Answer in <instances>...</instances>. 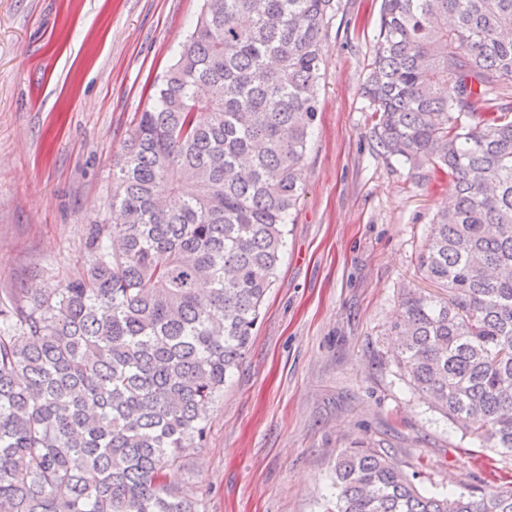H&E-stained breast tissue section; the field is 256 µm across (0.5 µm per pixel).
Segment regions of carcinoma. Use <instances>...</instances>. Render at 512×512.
I'll list each match as a JSON object with an SVG mask.
<instances>
[{
	"label": "carcinoma",
	"instance_id": "1",
	"mask_svg": "<svg viewBox=\"0 0 512 512\" xmlns=\"http://www.w3.org/2000/svg\"><path fill=\"white\" fill-rule=\"evenodd\" d=\"M336 0H203L112 168L113 224L51 292L0 300V512H203L168 472L251 344L303 194ZM361 86L382 155L455 182L392 329L410 386L512 459V0H382ZM334 512H512L422 492L360 444Z\"/></svg>",
	"mask_w": 512,
	"mask_h": 512
}]
</instances>
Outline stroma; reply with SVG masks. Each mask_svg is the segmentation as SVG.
I'll use <instances>...</instances> for the list:
<instances>
[{"instance_id":"1","label":"stroma","mask_w":512,"mask_h":512,"mask_svg":"<svg viewBox=\"0 0 512 512\" xmlns=\"http://www.w3.org/2000/svg\"><path fill=\"white\" fill-rule=\"evenodd\" d=\"M381 0H339L323 45L304 194L252 345L171 482L204 512H324L338 455L383 444L417 487L512 474L403 380L390 326L455 191L378 154L360 95ZM202 0H0V298L58 288L111 220L112 166Z\"/></svg>"}]
</instances>
